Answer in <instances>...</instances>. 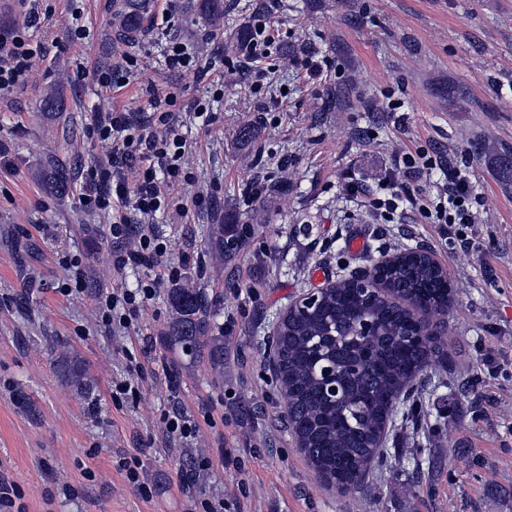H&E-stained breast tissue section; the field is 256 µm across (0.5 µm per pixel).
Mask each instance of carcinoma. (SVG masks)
I'll return each mask as SVG.
<instances>
[{
  "label": "carcinoma",
  "instance_id": "cac0c4a2",
  "mask_svg": "<svg viewBox=\"0 0 512 512\" xmlns=\"http://www.w3.org/2000/svg\"><path fill=\"white\" fill-rule=\"evenodd\" d=\"M195 11L205 20L224 15V0H199ZM120 39L135 43L143 30L142 14L134 7L117 13ZM345 94L329 88L325 112L347 107ZM39 178L58 197L70 192L74 173L66 162L47 160ZM251 235L247 224L224 214L213 228L210 248L230 259L243 249ZM362 278L382 284L390 296L372 307L357 296L355 285L344 282L324 291L318 306L294 312L283 322L275 339V370L286 398L289 429L300 450L323 477L343 490L360 487L377 455L378 435L401 386L413 381L431 363L445 359V316L452 303L448 277L421 254H408L397 264L376 263ZM175 317L168 339L180 355L193 360L208 355L217 373H224V337L210 335V312L199 289L187 283L170 289ZM432 311L434 324L419 319L412 308ZM369 315L377 325L371 336H349L338 346L336 333L355 331L358 320ZM320 343L336 369L341 391L325 387L311 346ZM60 365L67 383L83 394L90 382L82 365L66 356Z\"/></svg>",
  "mask_w": 512,
  "mask_h": 512
}]
</instances>
